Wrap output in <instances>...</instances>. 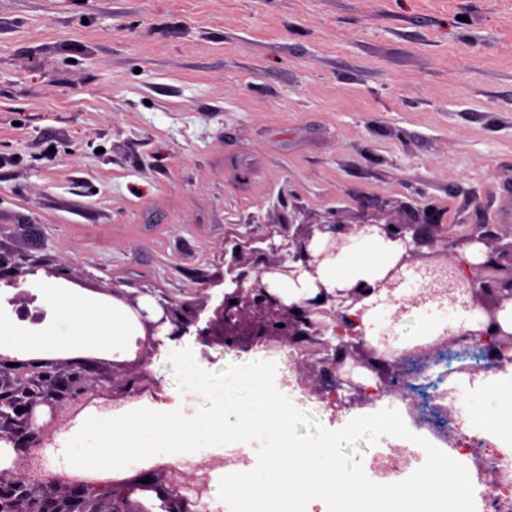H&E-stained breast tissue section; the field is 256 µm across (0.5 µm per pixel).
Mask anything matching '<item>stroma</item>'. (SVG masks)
I'll list each match as a JSON object with an SVG mask.
<instances>
[{"instance_id":"stroma-1","label":"stroma","mask_w":512,"mask_h":512,"mask_svg":"<svg viewBox=\"0 0 512 512\" xmlns=\"http://www.w3.org/2000/svg\"><path fill=\"white\" fill-rule=\"evenodd\" d=\"M512 190V0H0V300L55 282L137 303L169 299L212 323L227 241L268 251L288 221L432 210L458 232L490 225ZM171 325L141 348L154 384L108 355L63 360L86 412L132 404L189 414L159 369ZM203 345L205 370L267 356L239 329ZM352 377L372 396L327 407ZM405 365L362 348L344 364L309 343L288 380L327 429L378 410Z\"/></svg>"}]
</instances>
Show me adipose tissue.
<instances>
[{"mask_svg":"<svg viewBox=\"0 0 512 512\" xmlns=\"http://www.w3.org/2000/svg\"><path fill=\"white\" fill-rule=\"evenodd\" d=\"M399 250L398 243L377 233L360 232L354 246L320 268V279L328 291L345 284L364 282L374 286ZM37 291L50 314L41 326L18 323L0 308V355L54 360L62 357L109 354L116 359L134 357L142 338L139 315L119 300L107 301L74 288L53 283L38 285ZM363 317L366 335L383 332L417 344L443 329L459 330L484 319L481 310L464 311L435 305L411 309L393 321L383 294L368 298ZM458 406L468 429L495 447L512 448V372L500 376L495 390L466 386Z\"/></svg>","mask_w":512,"mask_h":512,"instance_id":"ef3b65f1","label":"adipose tissue"}]
</instances>
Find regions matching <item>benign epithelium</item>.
I'll return each instance as SVG.
<instances>
[{
  "instance_id": "benign-epithelium-1",
  "label": "benign epithelium",
  "mask_w": 512,
  "mask_h": 512,
  "mask_svg": "<svg viewBox=\"0 0 512 512\" xmlns=\"http://www.w3.org/2000/svg\"><path fill=\"white\" fill-rule=\"evenodd\" d=\"M435 221L432 211L409 212L405 220H396L386 214L364 215L353 226L341 220L337 214L320 220L306 216L295 232L288 237V243L271 245V250H288V257L269 261L252 252L232 250L228 266L230 279L228 287L232 292L225 294L217 309L223 327L235 329L243 310L251 312L257 326L258 336H286L292 342L304 343L312 336H323L332 332L340 340L337 345L325 342L326 349L333 350V359L343 360L347 347L365 344L363 333L353 332V326L362 323L368 306L363 304L372 292L370 286L358 283L334 293L327 291L319 280L318 269L322 261L336 256L350 244V233L370 226L379 235L395 241L405 242L401 253L377 283L376 290H386L387 299L393 304V320H399L411 308L431 301H453L462 308L482 309L493 319L494 331L483 328L470 331L480 337L483 345L495 353L497 367L512 364V356L506 355L507 337L512 335L503 330L498 321V312L512 308V241L504 243L496 233L487 229L478 234L453 233L443 225H437L431 251L423 252L410 247L405 231L413 224ZM475 244L482 245L477 262L465 263V280L457 283V265L446 261L450 255ZM421 272L420 292L408 299L397 295L409 270ZM256 271L254 281H249V271ZM305 277L314 281L318 292L311 298L288 305L270 292L272 284L285 280L298 281ZM162 317L151 322L146 312H140L146 328L145 345L155 344L153 335L159 327L169 322L174 325L173 336H193L201 344L210 342L213 335L211 326H198V318L183 317L173 305L161 304ZM32 376L23 384L15 381H0V440L11 441L19 428L17 417L31 416L34 408L47 403L55 410L54 423L32 433L35 447L20 449V458L26 462L23 469H15L9 479L0 476V487L15 492L11 512H31V506H50L55 512H62V506L73 501L74 496L83 494L95 502L94 512H136L131 507L130 497L136 491L132 485H121L122 493H112V483L97 481L75 482L64 474L48 475L37 454V446L51 440L54 432L78 414L86 404V387L78 384L67 388L60 386L58 366L45 362L31 367ZM22 413H17V409ZM190 481L184 475L171 471L168 485L163 487L160 508L175 512L182 507L186 496L183 491Z\"/></svg>"
}]
</instances>
